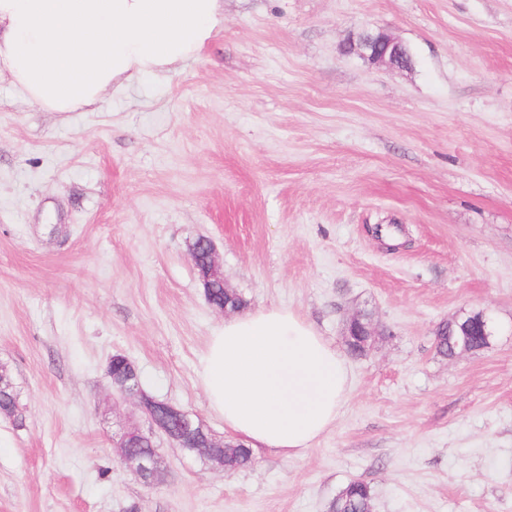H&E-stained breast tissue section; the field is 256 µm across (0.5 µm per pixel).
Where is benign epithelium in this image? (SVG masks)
<instances>
[{
    "instance_id": "1",
    "label": "benign epithelium",
    "mask_w": 512,
    "mask_h": 512,
    "mask_svg": "<svg viewBox=\"0 0 512 512\" xmlns=\"http://www.w3.org/2000/svg\"><path fill=\"white\" fill-rule=\"evenodd\" d=\"M357 46L361 56L376 67L405 70L413 66L410 58L402 55V42L393 35L380 30L376 33L363 31L357 37ZM208 259L200 267L199 278L204 287L213 282H224L215 256L212 242H207ZM119 392L126 398L135 400L137 407L148 421V429L138 426L124 430L116 442L120 464L137 477L151 474L154 484H159L157 458L154 456L135 455L130 449V442L152 437L159 430L182 452L190 451L192 455L204 459L216 469H224V459L215 454V449L224 447V440L214 434L205 437L198 435L193 427V414L168 402H159L149 397L139 386L121 388Z\"/></svg>"
}]
</instances>
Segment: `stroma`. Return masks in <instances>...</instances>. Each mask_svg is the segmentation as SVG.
Wrapping results in <instances>:
<instances>
[{"instance_id":"35a3bbf8","label":"stroma","mask_w":512,"mask_h":512,"mask_svg":"<svg viewBox=\"0 0 512 512\" xmlns=\"http://www.w3.org/2000/svg\"><path fill=\"white\" fill-rule=\"evenodd\" d=\"M366 29L413 69L363 59ZM200 237L249 310L337 347L359 311L382 334L302 456L221 471L159 435L150 489L113 447L145 419L107 364L224 437ZM479 311L489 345L437 355ZM0 365L22 413L0 419V512H327L356 479L373 512H512V0H224L198 58L74 112L1 73ZM479 314L473 316H462L458 319V325H455L453 329L448 331V322L440 325L435 333L434 348L438 355L442 357H450L452 354V342L454 339L462 334L468 335L470 341L474 343L477 339L475 334H471L475 330L472 325L474 319ZM449 335V337H448ZM453 335L454 337H450Z\"/></svg>"}]
</instances>
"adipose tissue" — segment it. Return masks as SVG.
<instances>
[{"label": "adipose tissue", "mask_w": 512, "mask_h": 512, "mask_svg": "<svg viewBox=\"0 0 512 512\" xmlns=\"http://www.w3.org/2000/svg\"><path fill=\"white\" fill-rule=\"evenodd\" d=\"M223 22L221 0H0V70L31 102L71 112L195 58ZM200 379L227 430L285 459L336 422L350 390L342 353L276 305L215 330Z\"/></svg>", "instance_id": "1"}]
</instances>
